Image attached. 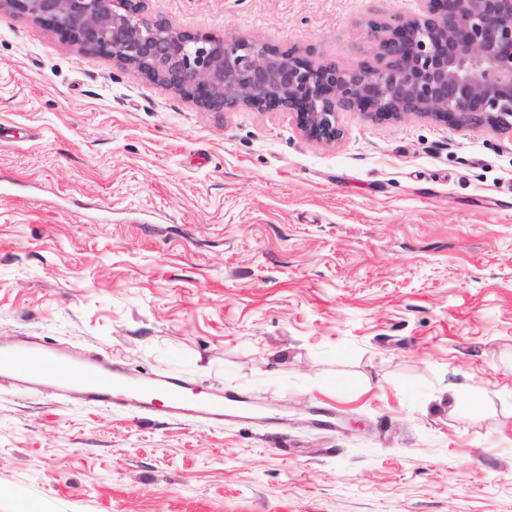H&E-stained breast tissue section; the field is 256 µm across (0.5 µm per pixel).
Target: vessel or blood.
<instances>
[{"mask_svg":"<svg viewBox=\"0 0 512 512\" xmlns=\"http://www.w3.org/2000/svg\"><path fill=\"white\" fill-rule=\"evenodd\" d=\"M4 376L34 384L47 376L61 394L78 389L89 403L147 408L171 419L201 417L218 425L227 418L250 416L248 399L238 395L203 393L170 376L137 381L112 363L50 353L24 340L0 346V378Z\"/></svg>","mask_w":512,"mask_h":512,"instance_id":"1","label":"vessel or blood"}]
</instances>
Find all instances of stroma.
Returning <instances> with one entry per match:
<instances>
[{"label":"stroma","mask_w":512,"mask_h":512,"mask_svg":"<svg viewBox=\"0 0 512 512\" xmlns=\"http://www.w3.org/2000/svg\"><path fill=\"white\" fill-rule=\"evenodd\" d=\"M348 65L419 0H151ZM205 112L0 14V345L263 403L177 422L0 380V512H512V137ZM332 429L312 425L316 409Z\"/></svg>","instance_id":"stroma-1"}]
</instances>
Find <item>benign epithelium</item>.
Listing matches in <instances>:
<instances>
[{
  "label": "benign epithelium",
  "mask_w": 512,
  "mask_h": 512,
  "mask_svg": "<svg viewBox=\"0 0 512 512\" xmlns=\"http://www.w3.org/2000/svg\"><path fill=\"white\" fill-rule=\"evenodd\" d=\"M150 0H0L89 58H109L206 112H287L309 140L334 146L342 112L408 117L512 135V0H420L421 11L365 23L350 65L311 46L184 30Z\"/></svg>",
  "instance_id": "obj_1"
}]
</instances>
